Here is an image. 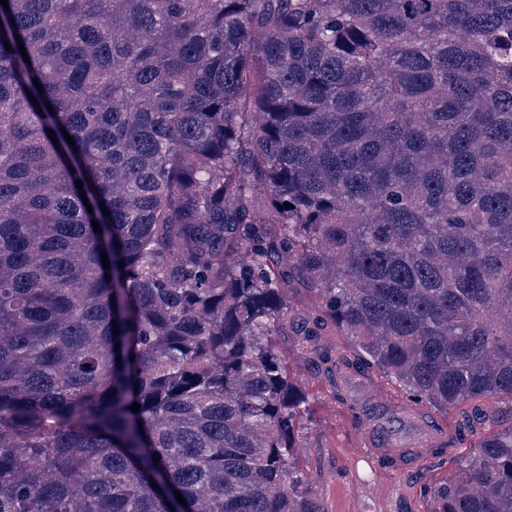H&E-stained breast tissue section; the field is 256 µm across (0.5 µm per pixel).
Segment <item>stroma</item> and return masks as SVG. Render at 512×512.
I'll use <instances>...</instances> for the list:
<instances>
[{
  "label": "stroma",
  "mask_w": 512,
  "mask_h": 512,
  "mask_svg": "<svg viewBox=\"0 0 512 512\" xmlns=\"http://www.w3.org/2000/svg\"><path fill=\"white\" fill-rule=\"evenodd\" d=\"M279 347L291 377L309 398L310 416L297 435L296 460L324 512H432L431 488L443 481L457 457L472 452L477 437L425 455L416 467L371 455L370 423L336 401L326 378L298 356L293 337H280Z\"/></svg>",
  "instance_id": "35a3bbf8"
}]
</instances>
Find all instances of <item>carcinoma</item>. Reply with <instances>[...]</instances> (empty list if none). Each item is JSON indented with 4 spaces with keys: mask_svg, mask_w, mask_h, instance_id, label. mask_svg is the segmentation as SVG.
Here are the masks:
<instances>
[{
    "mask_svg": "<svg viewBox=\"0 0 512 512\" xmlns=\"http://www.w3.org/2000/svg\"><path fill=\"white\" fill-rule=\"evenodd\" d=\"M7 3L0 512H322L280 336L342 401L376 372L419 417L471 403L461 436L496 422L512 0ZM433 497L512 512V424Z\"/></svg>",
    "mask_w": 512,
    "mask_h": 512,
    "instance_id": "carcinoma-1",
    "label": "carcinoma"
}]
</instances>
